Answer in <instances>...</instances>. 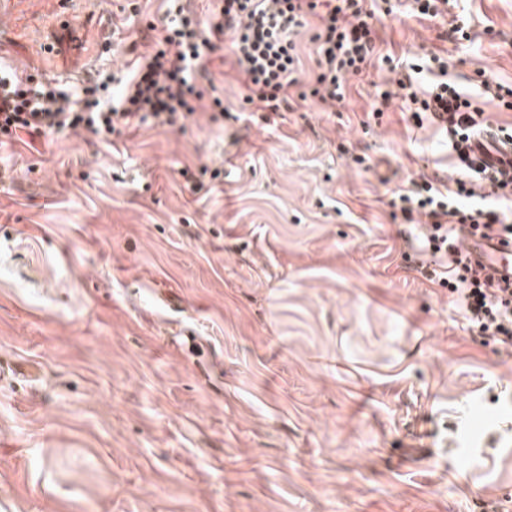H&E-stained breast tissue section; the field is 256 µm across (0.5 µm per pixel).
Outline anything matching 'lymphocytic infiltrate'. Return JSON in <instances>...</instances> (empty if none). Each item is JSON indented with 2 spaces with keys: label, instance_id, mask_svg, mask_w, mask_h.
<instances>
[{
  "label": "lymphocytic infiltrate",
  "instance_id": "lymphocytic-infiltrate-1",
  "mask_svg": "<svg viewBox=\"0 0 512 512\" xmlns=\"http://www.w3.org/2000/svg\"><path fill=\"white\" fill-rule=\"evenodd\" d=\"M369 0H219L218 22L202 29L183 7L168 11L162 24H148L151 53L137 57L129 75H100L88 80L72 96L51 81L0 73V137L53 142L60 134L85 131L100 143L112 145L124 130L160 126L184 128L204 96L199 84L206 77L212 55L230 42L239 73L244 77L242 106L262 111L264 121L292 110L293 100H315L332 106L345 98L348 78L362 74L375 42ZM316 18L311 37L316 46L317 70L310 80L299 76L294 28ZM396 85L414 106L416 120L430 119L453 136L452 146L465 155L473 138L491 123L480 101L512 98V87L482 80L471 94L448 80L446 63L433 55L397 79ZM494 204L476 206L470 181L459 177L440 188L427 178L411 179L393 193L392 207L406 221L421 215L428 233L424 246L431 254L456 252V227L468 224L512 235V176L490 182ZM428 279L459 294L470 327L485 343L512 347V285L499 287L470 266L445 271L419 265Z\"/></svg>",
  "mask_w": 512,
  "mask_h": 512
}]
</instances>
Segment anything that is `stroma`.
Wrapping results in <instances>:
<instances>
[{
	"instance_id": "obj_1",
	"label": "stroma",
	"mask_w": 512,
	"mask_h": 512,
	"mask_svg": "<svg viewBox=\"0 0 512 512\" xmlns=\"http://www.w3.org/2000/svg\"><path fill=\"white\" fill-rule=\"evenodd\" d=\"M168 7L7 0L0 70L70 92L123 75ZM459 12L458 42L378 14L333 107L240 112L223 50L185 130L0 147V367L38 368L0 381V512H512V348L415 269L425 228L389 205L455 157L382 105L384 56L512 84V0ZM216 96L239 120L211 121ZM202 165L224 174H180Z\"/></svg>"
}]
</instances>
